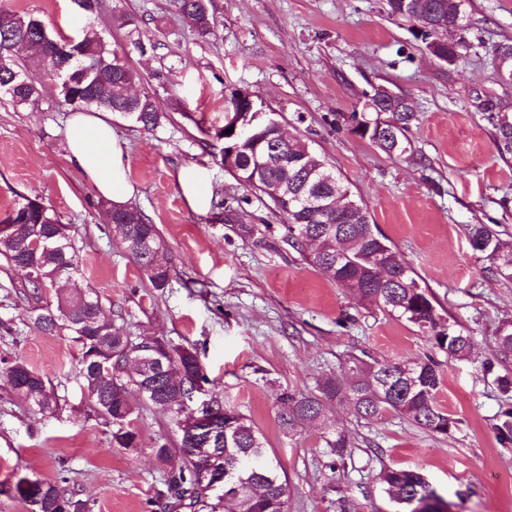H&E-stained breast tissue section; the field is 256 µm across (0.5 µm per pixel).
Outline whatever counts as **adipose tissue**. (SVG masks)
Instances as JSON below:
<instances>
[{
    "label": "adipose tissue",
    "instance_id": "1",
    "mask_svg": "<svg viewBox=\"0 0 512 512\" xmlns=\"http://www.w3.org/2000/svg\"><path fill=\"white\" fill-rule=\"evenodd\" d=\"M68 160L100 194L117 205H124L134 195L126 176V158L110 118L101 112H78L72 115L66 134Z\"/></svg>",
    "mask_w": 512,
    "mask_h": 512
}]
</instances>
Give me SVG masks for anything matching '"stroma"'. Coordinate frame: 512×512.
I'll list each match as a JSON object with an SVG mask.
<instances>
[{"mask_svg":"<svg viewBox=\"0 0 512 512\" xmlns=\"http://www.w3.org/2000/svg\"><path fill=\"white\" fill-rule=\"evenodd\" d=\"M88 18L75 0H0V7L45 18L60 37L110 34L125 50L136 89L163 74L157 102L166 118L153 132L113 120L124 144L131 206L155 224L178 276L152 287L126 253L98 203L95 185L67 159L74 110L43 77L34 104L0 97V218L19 197L42 201L72 225L82 274L104 313L132 337L164 336L193 345L226 406L263 433L290 487L289 512H393L377 475L386 466L420 467L452 512H512V443L495 431L504 398L495 374L496 336L512 322V280L492 273L465 228L487 224L512 239V152L499 148L498 116L512 120V81L492 53L512 39V0H465V45L453 63L434 57L415 21L391 16L387 0H211L213 35L191 33L174 0H106ZM138 18L151 47L131 44L117 24ZM408 99L416 118L403 156L387 155L354 131L353 114L377 87ZM257 95L288 135L304 141L367 209L436 300L443 320L473 338L468 357L443 360L439 407L453 424L432 434L396 414L355 418L330 405L349 435L350 457L331 458L320 427L293 435L277 421L284 389L315 390L345 376L354 356L407 360L430 353L417 328L357 298L281 241L270 201L221 163L233 90ZM493 100L496 109L484 111ZM248 225L263 242L243 236ZM22 272L0 258V357H20L62 398L45 416L0 379V482L31 472L66 476L92 512H178L155 502L160 475L147 449L158 436L179 444L167 416L149 407L135 425L134 454L110 445L111 428L80 385V354L66 337L33 330L19 291ZM493 372H486V365Z\"/></svg>","mask_w":512,"mask_h":512,"instance_id":"obj_1","label":"stroma"}]
</instances>
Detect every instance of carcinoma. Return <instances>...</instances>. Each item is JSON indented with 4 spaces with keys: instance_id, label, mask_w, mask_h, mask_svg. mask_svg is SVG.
Segmentation results:
<instances>
[{
    "instance_id": "carcinoma-1",
    "label": "carcinoma",
    "mask_w": 512,
    "mask_h": 512,
    "mask_svg": "<svg viewBox=\"0 0 512 512\" xmlns=\"http://www.w3.org/2000/svg\"><path fill=\"white\" fill-rule=\"evenodd\" d=\"M435 0H388L390 12L418 23L429 21ZM183 21L192 31L206 36L215 33L210 0H175ZM445 25L463 31L467 16L463 0H448ZM22 42L27 59L16 56L14 45ZM65 39L54 35L48 24L33 14L0 8V95L18 104L40 96L38 75L51 77L57 97L76 109L96 108L110 112L145 131L155 130L164 119L157 106L155 90L128 97L136 79L120 51L110 40L96 35L73 41L63 54L56 51ZM89 71L85 78L71 76L76 65ZM387 117L400 123L397 149L384 146L372 136L369 141L386 154L407 151L406 132L415 114L405 111V98H389ZM262 144L246 142L234 165L228 167L236 180L263 194L273 184L283 186L281 199L269 195L283 218L281 241L313 266L348 288L360 303L386 311L421 331L431 348L449 358L464 359L472 348V337L442 320L434 298L420 287L404 256L373 231L368 213L353 208L331 207L350 194L349 188L331 168L313 154L307 144L294 140L287 153L304 158L305 166L269 155L278 144L275 129ZM127 223L117 231L126 251L144 272L151 285L162 290L175 275L156 228L136 207H126ZM14 226V241L0 254L15 268L29 263L30 239L41 235L46 249L38 255L42 281L25 279L26 294L37 301L28 311L34 328L42 333L64 335L81 354L80 377L95 409L112 426L111 445L129 452L142 450L138 430L132 426L140 406H153L181 432L180 447L170 446L161 436L149 452L161 472L156 490L160 500L180 503L192 512H288V485L279 464L267 450L263 434L244 414L224 405L221 394L211 393L214 417L211 429L197 431L194 418L200 410L193 397L208 383L195 348L175 345L165 337L150 345L134 342L124 327L105 317L97 292L83 284L80 261L70 225L60 221L52 209L38 199L24 197L0 220ZM472 249L495 264L496 274L512 279V243L501 239L485 224L467 228ZM342 255L336 261V255ZM55 294L46 301L45 288ZM103 359L108 370L92 374L90 362ZM352 380L329 377L317 392L283 391L279 398L280 428L293 434L311 423L323 426L324 447L338 460L349 454L351 442L344 430L327 421V405L346 406L361 419H378L388 412L404 416L420 428L446 434L452 420L441 410L435 396L441 383L438 363L430 356L398 361L357 364ZM0 378L24 402L43 413L59 409L60 397L43 375L25 360L0 361ZM498 439L512 443V407L501 410L495 424ZM207 473L224 478L228 497L207 501L200 476ZM380 484L402 512H451L449 504L432 488L422 469L387 467L380 471ZM67 477L47 480L35 473L17 478L8 492L28 506L29 512H91L89 504L75 498L65 486Z\"/></svg>"
}]
</instances>
